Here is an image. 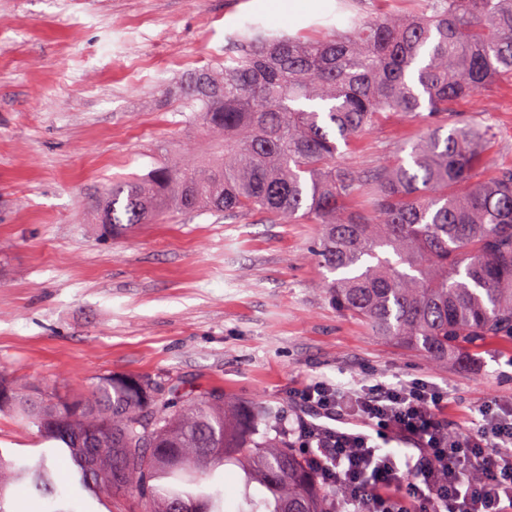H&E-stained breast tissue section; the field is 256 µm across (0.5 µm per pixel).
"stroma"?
Instances as JSON below:
<instances>
[{"label": "stroma", "mask_w": 512, "mask_h": 512, "mask_svg": "<svg viewBox=\"0 0 512 512\" xmlns=\"http://www.w3.org/2000/svg\"><path fill=\"white\" fill-rule=\"evenodd\" d=\"M0 0V372L86 394L107 373L221 390L259 427L295 421L316 379L342 390L424 379L465 433L512 398V343L433 362L371 333L329 298L313 258L319 227L167 209L115 236L95 205L112 182L200 159L216 138L183 109V87L220 71L243 36L320 37L378 0ZM453 117L495 137L483 176L512 167V82L458 102ZM418 132L387 117L346 162L393 157ZM35 430L0 416V454H39Z\"/></svg>", "instance_id": "obj_1"}]
</instances>
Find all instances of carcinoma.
Listing matches in <instances>:
<instances>
[{
  "label": "carcinoma",
  "instance_id": "carcinoma-1",
  "mask_svg": "<svg viewBox=\"0 0 512 512\" xmlns=\"http://www.w3.org/2000/svg\"><path fill=\"white\" fill-rule=\"evenodd\" d=\"M512 76V0H422L419 11L355 16L321 39L268 35L201 72L184 107L220 137L201 161H172L146 178L112 183L98 201L104 231L147 224L174 205L200 215L260 214L321 228L314 252L341 311L373 333L433 360L512 342V167L479 176L493 131L448 122L449 111ZM420 123L406 156L369 167L341 162L358 137L391 114ZM37 428L50 448L96 449L112 474L69 485L135 489L147 512L181 502L224 512L217 466L244 474L236 512H336L327 492L276 426L259 430L224 395L182 383L99 376L85 396L58 400L40 383L0 374V415ZM25 483L52 512L62 497L47 454L0 458V512ZM263 489L255 498L250 489Z\"/></svg>",
  "mask_w": 512,
  "mask_h": 512
}]
</instances>
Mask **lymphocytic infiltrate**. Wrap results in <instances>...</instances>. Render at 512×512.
Here are the masks:
<instances>
[{"label": "lymphocytic infiltrate", "instance_id": "f902f5d3", "mask_svg": "<svg viewBox=\"0 0 512 512\" xmlns=\"http://www.w3.org/2000/svg\"><path fill=\"white\" fill-rule=\"evenodd\" d=\"M294 400L311 411L296 422L299 445L339 512H512V400L482 406L464 435L441 417L447 397L418 378L351 392L316 381ZM396 439L413 441L416 455L381 454Z\"/></svg>", "mask_w": 512, "mask_h": 512}]
</instances>
